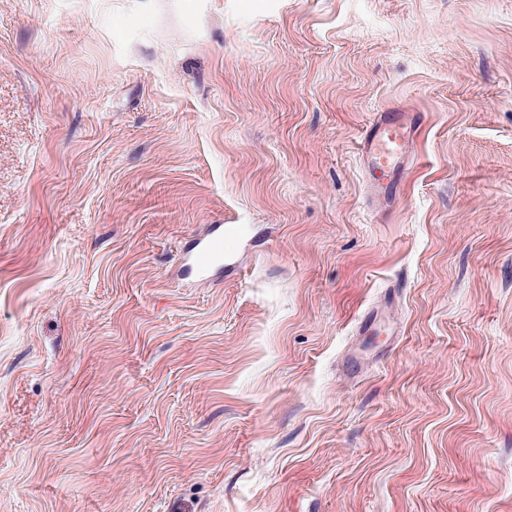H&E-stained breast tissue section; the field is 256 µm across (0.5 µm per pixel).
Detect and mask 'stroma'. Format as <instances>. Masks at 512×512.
<instances>
[{
    "mask_svg": "<svg viewBox=\"0 0 512 512\" xmlns=\"http://www.w3.org/2000/svg\"><path fill=\"white\" fill-rule=\"evenodd\" d=\"M0 512H512V0H0ZM422 123L417 112H377L364 129L358 147L367 168L370 189L380 206L396 198L402 174L412 162V147ZM222 236H224V226L214 224L211 227L209 239L194 252L193 265L200 274L204 275L215 264L212 258L213 247Z\"/></svg>",
    "mask_w": 512,
    "mask_h": 512,
    "instance_id": "stroma-1",
    "label": "stroma"
}]
</instances>
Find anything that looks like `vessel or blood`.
<instances>
[{"label":"vessel or blood","mask_w":512,"mask_h":512,"mask_svg":"<svg viewBox=\"0 0 512 512\" xmlns=\"http://www.w3.org/2000/svg\"><path fill=\"white\" fill-rule=\"evenodd\" d=\"M421 123L418 113L387 110L376 113L364 129L359 158L371 176V193L379 205H390L395 199L401 176L412 162V147ZM223 234V225H213L208 241L194 252L193 265L199 273H207L212 267L213 247Z\"/></svg>","instance_id":"b4317fda"}]
</instances>
